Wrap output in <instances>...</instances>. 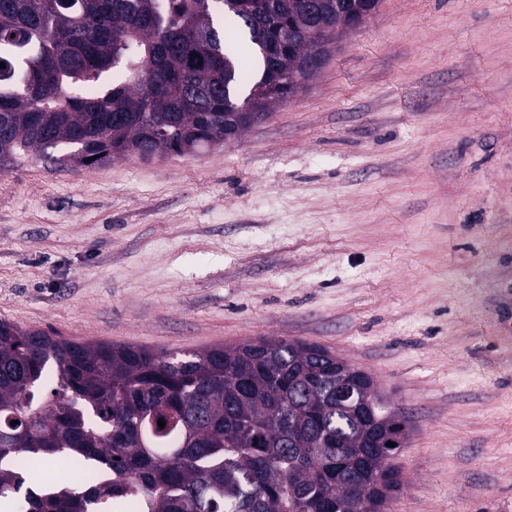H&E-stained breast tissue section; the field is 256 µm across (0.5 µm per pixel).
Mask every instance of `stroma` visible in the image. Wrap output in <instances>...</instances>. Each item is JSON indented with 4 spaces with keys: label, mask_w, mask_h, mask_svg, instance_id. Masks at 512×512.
<instances>
[{
    "label": "stroma",
    "mask_w": 512,
    "mask_h": 512,
    "mask_svg": "<svg viewBox=\"0 0 512 512\" xmlns=\"http://www.w3.org/2000/svg\"><path fill=\"white\" fill-rule=\"evenodd\" d=\"M0 320L326 347L408 420L386 512H512V0H382L233 142L0 171Z\"/></svg>",
    "instance_id": "stroma-1"
}]
</instances>
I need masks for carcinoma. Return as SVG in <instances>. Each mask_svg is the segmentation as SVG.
I'll return each instance as SVG.
<instances>
[{"label": "carcinoma", "instance_id": "carcinoma-1", "mask_svg": "<svg viewBox=\"0 0 512 512\" xmlns=\"http://www.w3.org/2000/svg\"><path fill=\"white\" fill-rule=\"evenodd\" d=\"M380 4L0 0V168L31 150L92 166L221 145L236 113L298 81L268 52L282 24ZM338 372L345 403L325 392ZM406 430L368 373L318 345L159 352L0 320V500L16 512H385L401 471L379 459ZM60 460L94 483L42 482L38 463Z\"/></svg>", "mask_w": 512, "mask_h": 512}]
</instances>
